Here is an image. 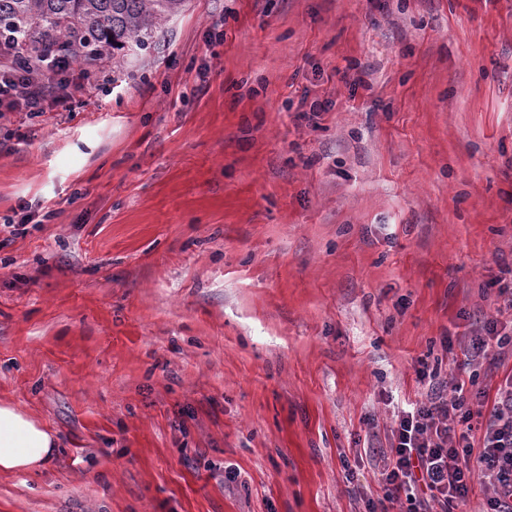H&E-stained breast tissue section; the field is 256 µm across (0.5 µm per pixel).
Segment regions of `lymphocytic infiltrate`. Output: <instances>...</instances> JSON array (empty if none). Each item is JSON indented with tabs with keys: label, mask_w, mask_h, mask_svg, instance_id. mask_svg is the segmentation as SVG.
Listing matches in <instances>:
<instances>
[{
	"label": "lymphocytic infiltrate",
	"mask_w": 512,
	"mask_h": 512,
	"mask_svg": "<svg viewBox=\"0 0 512 512\" xmlns=\"http://www.w3.org/2000/svg\"><path fill=\"white\" fill-rule=\"evenodd\" d=\"M72 62L56 57L54 77L43 80L20 66L14 57L0 55V108L21 106L40 115L46 97L66 87ZM446 348L461 347L464 365L503 358L512 352V333L506 325L487 321L474 335L457 340L447 336ZM427 383L425 399L398 412L389 448L382 451L379 480L383 494L367 498L365 512H388L405 504L406 512H457L467 505L473 481L490 487L482 512H512V376L499 385L489 415L473 407L461 379L446 383L427 365L417 370ZM483 434V447L473 452V431Z\"/></svg>",
	"instance_id": "obj_1"
}]
</instances>
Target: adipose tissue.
<instances>
[{"label": "adipose tissue", "instance_id": "obj_1", "mask_svg": "<svg viewBox=\"0 0 512 512\" xmlns=\"http://www.w3.org/2000/svg\"><path fill=\"white\" fill-rule=\"evenodd\" d=\"M59 446L56 434L18 406L0 404V472L44 467Z\"/></svg>", "mask_w": 512, "mask_h": 512}]
</instances>
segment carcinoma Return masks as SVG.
Here are the masks:
<instances>
[{"label":"carcinoma","instance_id":"cac0c4a2","mask_svg":"<svg viewBox=\"0 0 512 512\" xmlns=\"http://www.w3.org/2000/svg\"><path fill=\"white\" fill-rule=\"evenodd\" d=\"M186 0H0V48L37 70L59 53L76 61L144 49Z\"/></svg>","mask_w":512,"mask_h":512}]
</instances>
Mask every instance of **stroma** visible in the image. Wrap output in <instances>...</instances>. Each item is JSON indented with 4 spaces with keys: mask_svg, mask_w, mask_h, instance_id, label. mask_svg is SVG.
<instances>
[{
    "mask_svg": "<svg viewBox=\"0 0 512 512\" xmlns=\"http://www.w3.org/2000/svg\"><path fill=\"white\" fill-rule=\"evenodd\" d=\"M84 66L0 120V402L59 438L0 512H362L419 359L491 411L442 339L512 320V0H187Z\"/></svg>",
    "mask_w": 512,
    "mask_h": 512,
    "instance_id": "stroma-1",
    "label": "stroma"
}]
</instances>
